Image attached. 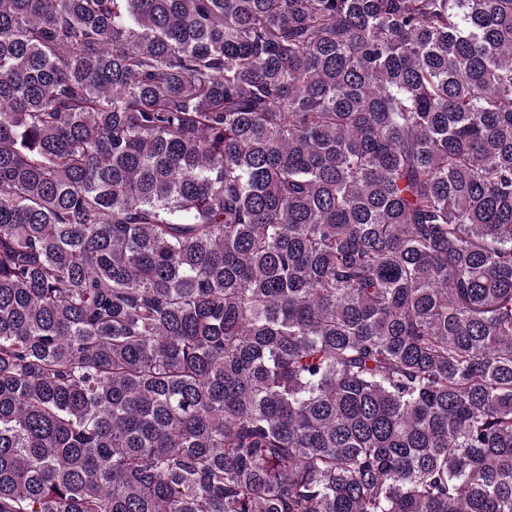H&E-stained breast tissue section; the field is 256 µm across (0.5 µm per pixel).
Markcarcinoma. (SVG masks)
<instances>
[{
    "label": "carcinoma",
    "mask_w": 512,
    "mask_h": 512,
    "mask_svg": "<svg viewBox=\"0 0 512 512\" xmlns=\"http://www.w3.org/2000/svg\"><path fill=\"white\" fill-rule=\"evenodd\" d=\"M0 512H512V0H0Z\"/></svg>",
    "instance_id": "carcinoma-1"
}]
</instances>
